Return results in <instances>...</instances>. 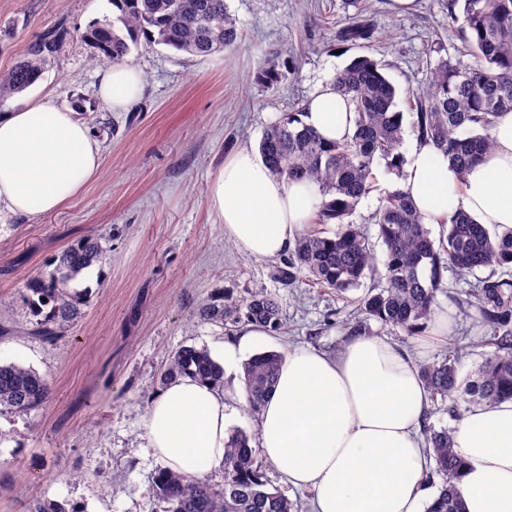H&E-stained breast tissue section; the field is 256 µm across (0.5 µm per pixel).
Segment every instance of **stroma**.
<instances>
[{"mask_svg": "<svg viewBox=\"0 0 512 512\" xmlns=\"http://www.w3.org/2000/svg\"><path fill=\"white\" fill-rule=\"evenodd\" d=\"M226 5L241 29L235 48L202 57L139 43L125 62L143 72V92L115 110L98 94L109 63L86 37L94 24L112 20L111 0H0V74L29 44L49 43L42 91L79 112L103 156L97 178L59 212L0 213V302L12 306L18 329L0 338V361L31 367L52 385L46 407L0 412V512H26L36 497L70 512H163L154 485L161 464L144 440L146 414L171 352L191 345L212 351L244 332L241 323L199 320L198 304L217 293L274 294L284 328L273 344L334 354L345 342L355 302L303 283L282 286L274 276L280 259L251 257L225 236L209 207L210 184L226 156L258 148L268 126L305 106L355 56L381 60L398 89L420 88L430 68L458 57L457 25L446 0H416L408 13L391 0H368L376 41L340 48L335 32L354 12L347 0ZM373 170L379 189L361 200L352 220L364 226L380 260L384 246L372 217L382 191L399 180L384 164ZM87 235L104 238L106 254L73 283L86 294L79 322L52 345L25 335V281L49 271L62 247ZM495 273L445 272L438 312L448 318L447 331L408 336L376 322L371 330L424 363L470 336L477 345L460 362L469 373L490 349L478 343L482 324L463 316L456 301Z\"/></svg>", "mask_w": 512, "mask_h": 512, "instance_id": "stroma-1", "label": "stroma"}]
</instances>
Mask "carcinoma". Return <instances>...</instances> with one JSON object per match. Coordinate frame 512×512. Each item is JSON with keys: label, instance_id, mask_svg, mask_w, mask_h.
Listing matches in <instances>:
<instances>
[{"label": "carcinoma", "instance_id": "obj_1", "mask_svg": "<svg viewBox=\"0 0 512 512\" xmlns=\"http://www.w3.org/2000/svg\"><path fill=\"white\" fill-rule=\"evenodd\" d=\"M356 12L336 32V40L371 43L376 29L357 0ZM114 23H97L88 37L101 57L121 62L140 39L163 44L195 56L231 49L241 36L225 0H112ZM464 43L461 58L440 62L430 70L425 86L409 93L411 132L437 147L464 175L492 149L490 130L503 112H512V0H463ZM121 27H116L115 23ZM51 46L35 42L11 71L0 77V98L20 93L42 76L50 64ZM386 65L358 56L333 79L336 91L352 105L354 134L342 141L324 142L303 125L302 111L285 113L263 134L262 160L272 174L318 187L320 203L310 227L296 236L288 257L277 267V279L292 287L301 280L345 298L369 275L384 280L376 292L359 300L360 317L347 335L369 333V322L399 328L408 336L427 331L443 288V271L453 266L472 272L495 267L501 276L486 277L472 290L466 307L475 310L487 328L481 343L495 346L478 369L460 375V350L421 366V377L432 398L448 401V411L462 417L475 404L512 398V227L489 229L459 209L441 222L439 241L407 193L388 192L373 217L385 246L384 271L375 266L373 249L361 225L351 216L362 198L376 190L372 166L382 160L400 174L405 129L398 110L397 89L385 74ZM334 224L329 233L322 227ZM100 239L86 237L63 247L51 261L53 269L28 280L24 300L35 322L28 335L54 343L82 315L85 295L69 283L85 269L103 261ZM196 315L215 323L247 322L276 335L284 328L276 297L263 290L246 299L218 295L202 303ZM282 356L264 351L243 364V382L250 411L260 413L276 385ZM180 377L224 387V367L205 348L183 346L168 355L161 373L164 384ZM52 396L48 378L18 362H0V408L27 413L46 405ZM425 448L441 477L425 512H466L459 488L462 462L453 451L454 431L423 429ZM243 432L228 434L224 443L222 481L164 469L155 475L164 512H298V504L269 488L259 450ZM27 512H68L58 503L33 499Z\"/></svg>", "mask_w": 512, "mask_h": 512}]
</instances>
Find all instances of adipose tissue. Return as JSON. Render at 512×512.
<instances>
[{"label": "adipose tissue", "instance_id": "1", "mask_svg": "<svg viewBox=\"0 0 512 512\" xmlns=\"http://www.w3.org/2000/svg\"><path fill=\"white\" fill-rule=\"evenodd\" d=\"M142 90L141 72L125 64L105 69L99 83L100 97L117 110ZM302 121L327 141L355 131L351 106L330 84L319 87ZM491 137V152L462 179L436 147L410 144L401 187L424 223L461 209L477 223L512 227V112L499 115ZM100 168V145L74 109L44 96L0 113V209L57 212ZM318 199L313 184L274 176L247 147L225 158L209 190L225 235L256 258L288 253ZM428 398L416 359L387 339L354 336L333 355L289 347L259 414L258 446L285 485L311 492L312 512H423ZM228 409L223 390L173 381L150 404L147 444L166 469L204 475L224 463ZM454 451L465 463L467 512H512V399L471 406Z\"/></svg>", "mask_w": 512, "mask_h": 512}]
</instances>
